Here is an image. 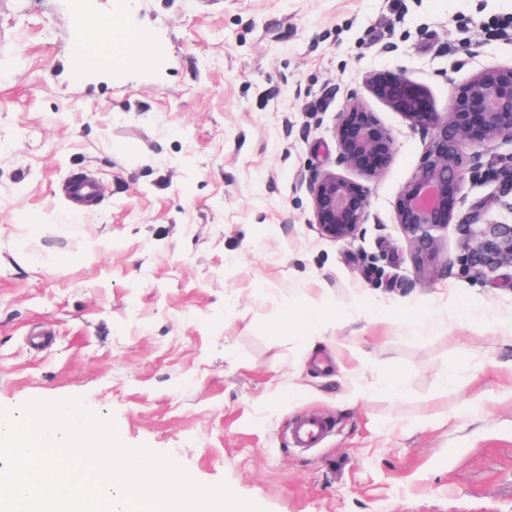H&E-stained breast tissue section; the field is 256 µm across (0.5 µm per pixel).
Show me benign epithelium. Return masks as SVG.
<instances>
[{
  "mask_svg": "<svg viewBox=\"0 0 512 512\" xmlns=\"http://www.w3.org/2000/svg\"><path fill=\"white\" fill-rule=\"evenodd\" d=\"M369 90L411 124L430 131V140L411 179L395 202L396 223L409 242L419 271L435 261L441 237L454 223L448 190L469 178L495 185L502 206L512 214V152L480 169L469 151L512 139V67L478 71L454 95L446 117L431 111L403 75L375 77ZM335 136L340 157L350 170L372 179L390 163L393 137L364 103L356 99L339 113ZM314 223L333 240L355 237L368 206L365 187L334 171L318 175L310 186ZM463 271L483 283L502 267H512V224L485 225L477 243L459 259Z\"/></svg>",
  "mask_w": 512,
  "mask_h": 512,
  "instance_id": "1",
  "label": "benign epithelium"
}]
</instances>
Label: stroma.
<instances>
[{
    "instance_id": "35a3bbf8",
    "label": "stroma",
    "mask_w": 512,
    "mask_h": 512,
    "mask_svg": "<svg viewBox=\"0 0 512 512\" xmlns=\"http://www.w3.org/2000/svg\"><path fill=\"white\" fill-rule=\"evenodd\" d=\"M95 3L158 54L75 76L67 0H0V408L80 400L260 512H512V269L467 277L457 227L512 213L465 180L419 273L394 203L429 135L366 87L402 74L447 112L512 65V0ZM353 97L394 151L334 241L309 184L345 173ZM81 172L102 192L78 214L57 187ZM317 295L332 317L273 334ZM306 413L336 431L304 452ZM334 431L331 420L322 415L304 414L288 425V442L298 450L322 444Z\"/></svg>"
}]
</instances>
